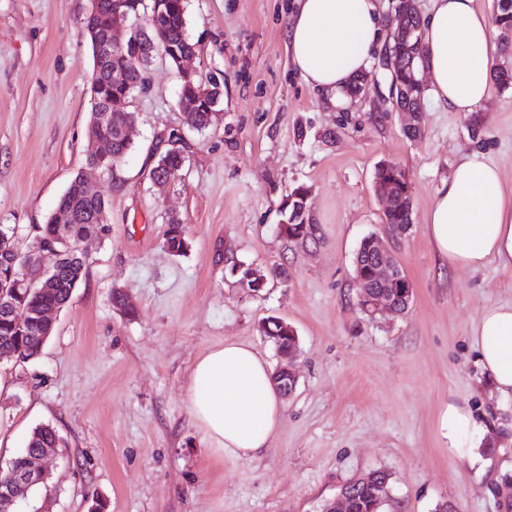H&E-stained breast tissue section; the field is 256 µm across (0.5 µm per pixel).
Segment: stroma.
I'll return each mask as SVG.
<instances>
[{"label": "stroma", "mask_w": 512, "mask_h": 512, "mask_svg": "<svg viewBox=\"0 0 512 512\" xmlns=\"http://www.w3.org/2000/svg\"><path fill=\"white\" fill-rule=\"evenodd\" d=\"M90 0H0V224L28 245L86 166L92 111ZM193 65L220 79L219 122L185 128L180 72L155 57L132 148L93 184L108 202L105 234L85 245V280L53 316L41 354L0 363V465L38 426L60 445L44 458L47 491L23 512H323L346 483L383 469L385 512H512V403L493 394L469 336L490 305L512 302V269L442 261L425 233L437 188L460 158L482 152L512 187V87L493 88L469 116L424 99L422 132L406 138L390 73L371 61L367 94L331 106L308 88L287 52L295 0H186ZM182 130L186 164L156 188L150 171ZM405 172L413 225L387 247L410 279L407 313L368 317L358 305L354 256L383 235L375 191L381 162ZM310 191L313 238L283 237L282 203ZM178 220L188 247L170 253ZM266 277L260 291L243 273ZM134 312L120 313L113 289ZM283 319L298 335L296 388L270 448L248 460L202 442L186 389L194 363L236 340L269 363L261 326ZM499 417L482 465L448 458L438 417L449 400Z\"/></svg>", "instance_id": "1"}]
</instances>
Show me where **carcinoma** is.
Segmentation results:
<instances>
[{"label":"carcinoma","mask_w":512,"mask_h":512,"mask_svg":"<svg viewBox=\"0 0 512 512\" xmlns=\"http://www.w3.org/2000/svg\"><path fill=\"white\" fill-rule=\"evenodd\" d=\"M163 16L158 27L149 31L154 50L152 54L143 57V60L133 59L126 50L116 49L112 56L104 61L98 72L92 74V79L101 86L121 91L131 87L141 90L145 84V70L152 56L160 51L175 49L179 52H195L193 44L186 33V0H161ZM391 51L401 57L414 59V64H419L422 56V22L412 12H406L401 25L393 28L390 34ZM213 90L218 94L217 84L205 82L203 78H195L188 85L181 83L179 93L182 94L188 104L184 111V122L187 126L196 130L208 128L211 123V115L208 112L206 102L200 99L201 91ZM137 121L134 112H114L112 121L95 130L97 137L105 144L107 153L111 157L112 167H117L126 157L131 148V143L125 141L121 134V127ZM185 162L183 151L176 148L167 150L158 160L153 171H162L166 174L172 171H181ZM290 196L292 202L284 203L286 206L285 221L289 223L287 237L291 239H307L313 235L314 226L309 217L310 202L309 190L304 186L294 189ZM108 203L104 197L99 196L89 199L83 195L80 184L72 181L67 191L60 198L56 213L58 216L47 220L41 227L39 238L50 242L56 237L57 225L70 224L80 232L98 223V216L107 210ZM410 206L399 204L388 208L384 212V224L388 229L394 230L401 224L411 221L409 216ZM164 244L170 252L178 255L186 246L184 230L178 221H171L167 225L164 234ZM87 260H69L62 265L52 292L43 294L36 290L27 293L23 299V307L30 312H39L48 307L62 308L70 300L73 292L80 286L85 278ZM46 328L38 322L27 325L23 331L14 326L11 313L0 304V358L4 361L27 359L40 354L43 348V339ZM56 445L55 434L50 428L39 427L30 435L26 448L12 459V466L20 469L26 462V456L31 450L39 448H52ZM390 476L384 470H373L356 479L359 488L356 489L354 499V512H383L384 504L375 501L367 480L379 481Z\"/></svg>","instance_id":"cac0c4a2"}]
</instances>
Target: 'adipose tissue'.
Returning <instances> with one entry per match:
<instances>
[{
	"instance_id": "adipose-tissue-1",
	"label": "adipose tissue",
	"mask_w": 512,
	"mask_h": 512,
	"mask_svg": "<svg viewBox=\"0 0 512 512\" xmlns=\"http://www.w3.org/2000/svg\"><path fill=\"white\" fill-rule=\"evenodd\" d=\"M422 27L420 67L427 89L442 108L469 114L490 96L496 27L475 0H431ZM291 65L304 84L330 104L364 71L381 40L378 0H297L286 21ZM439 256L477 269L494 260L512 268V190L482 153L461 158L444 179L426 217ZM488 383L500 401H512V303L486 308L470 328ZM269 364L252 346L233 340L195 362L187 388L190 415L212 448L254 459L283 421V404ZM439 427L448 457L471 462L480 439L491 432L465 403L449 400Z\"/></svg>"
}]
</instances>
